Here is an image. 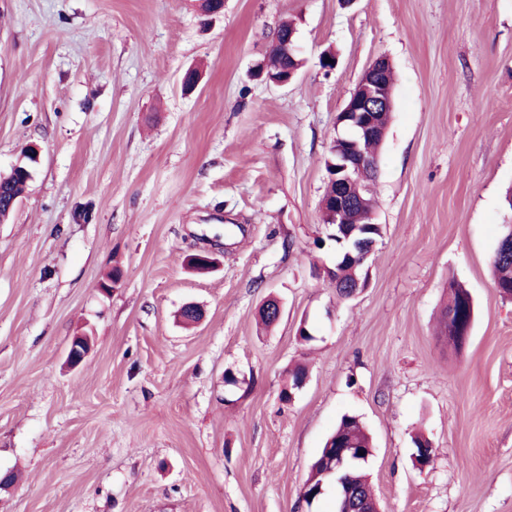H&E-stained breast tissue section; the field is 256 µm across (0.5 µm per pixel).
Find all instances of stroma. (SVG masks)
<instances>
[{
  "mask_svg": "<svg viewBox=\"0 0 512 512\" xmlns=\"http://www.w3.org/2000/svg\"><path fill=\"white\" fill-rule=\"evenodd\" d=\"M287 21L298 76L250 79ZM380 55L396 74L382 236L342 300L334 246L314 244L324 161ZM30 144L0 224V471L18 475L0 512H334L301 490L345 414L372 437L381 512H512V300L493 276L512 225V0H224L207 21L199 0H0V174ZM200 247L211 272L185 265ZM454 281L475 306L458 346L440 328ZM188 302L203 317L187 327ZM25 162L19 164L18 168L14 166L8 174L0 176V223L7 222L14 209L8 210L10 202L14 199L18 201L25 191L28 182L32 178V166L35 162L30 154V148L24 149Z\"/></svg>",
  "mask_w": 512,
  "mask_h": 512,
  "instance_id": "obj_1",
  "label": "stroma"
}]
</instances>
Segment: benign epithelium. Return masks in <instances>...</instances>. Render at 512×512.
<instances>
[{
    "label": "benign epithelium",
    "instance_id": "obj_1",
    "mask_svg": "<svg viewBox=\"0 0 512 512\" xmlns=\"http://www.w3.org/2000/svg\"><path fill=\"white\" fill-rule=\"evenodd\" d=\"M296 31H283L273 38L265 58L257 65L255 77L268 83L287 85L300 69L297 58ZM391 69L385 56L371 61L360 77L349 99L336 117V162L330 174L337 192L331 200H321V208L333 210V231L340 239L347 233L345 211L357 196L358 185L377 171V160L370 159L359 149L364 140L384 139L387 127L378 120V113L392 108L393 83L385 82L384 75ZM89 350V337L75 336L67 350V361L81 363ZM328 472L341 473L350 462L361 459V452L342 446L329 452ZM359 508L358 492L344 479L337 480L336 512H356Z\"/></svg>",
    "mask_w": 512,
    "mask_h": 512
}]
</instances>
